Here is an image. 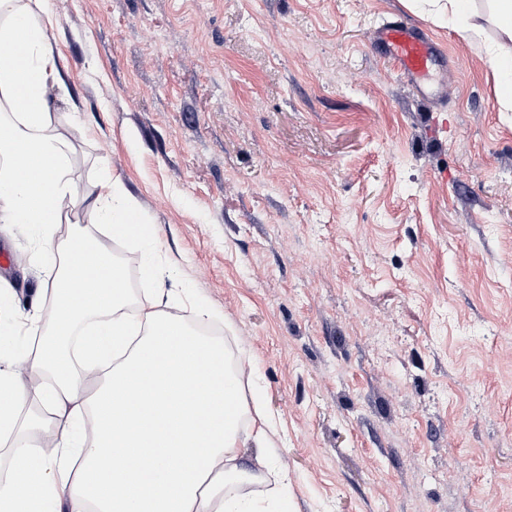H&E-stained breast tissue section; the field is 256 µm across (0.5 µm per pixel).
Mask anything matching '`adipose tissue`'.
Returning a JSON list of instances; mask_svg holds the SVG:
<instances>
[{"label":"adipose tissue","instance_id":"ef3b65f1","mask_svg":"<svg viewBox=\"0 0 512 512\" xmlns=\"http://www.w3.org/2000/svg\"><path fill=\"white\" fill-rule=\"evenodd\" d=\"M47 0H0V224L49 229L76 203L69 142L54 134L61 85ZM488 44L501 111L512 112V0H490ZM112 237L146 248L145 275L161 281L153 225L120 185L104 181L90 210ZM60 267L45 281L46 328L19 329L0 294V358L24 361L31 384L0 366V512H287L246 487L274 475L277 434L261 402L229 374L222 342L164 311L162 299L129 316L121 266L91 238L44 237ZM54 430L50 447L23 429ZM256 449L253 466L240 462Z\"/></svg>","mask_w":512,"mask_h":512}]
</instances>
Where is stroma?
Instances as JSON below:
<instances>
[{"mask_svg": "<svg viewBox=\"0 0 512 512\" xmlns=\"http://www.w3.org/2000/svg\"><path fill=\"white\" fill-rule=\"evenodd\" d=\"M81 231L145 302L140 244L89 206L105 176L155 261L278 426L288 512H512V112L481 44L407 0H48ZM446 51L428 100L372 45ZM79 127H72V119ZM0 224V290L47 317L53 262Z\"/></svg>", "mask_w": 512, "mask_h": 512, "instance_id": "35a3bbf8", "label": "stroma"}]
</instances>
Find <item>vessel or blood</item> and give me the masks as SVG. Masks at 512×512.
<instances>
[{"label": "vessel or blood", "mask_w": 512, "mask_h": 512, "mask_svg": "<svg viewBox=\"0 0 512 512\" xmlns=\"http://www.w3.org/2000/svg\"><path fill=\"white\" fill-rule=\"evenodd\" d=\"M374 41L393 69L420 96L433 88V76L440 56L432 37L415 24L384 21L375 31Z\"/></svg>", "instance_id": "obj_1"}]
</instances>
